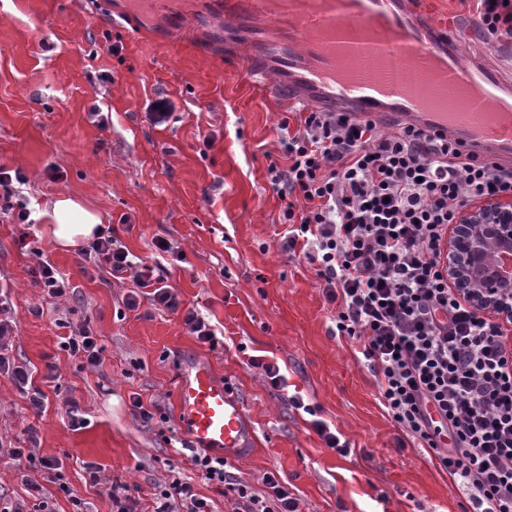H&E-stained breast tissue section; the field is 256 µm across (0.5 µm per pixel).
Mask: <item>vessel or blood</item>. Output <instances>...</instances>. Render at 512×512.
<instances>
[{"mask_svg":"<svg viewBox=\"0 0 512 512\" xmlns=\"http://www.w3.org/2000/svg\"><path fill=\"white\" fill-rule=\"evenodd\" d=\"M294 2L205 0L203 10L211 23L230 27L247 44V74L267 83L275 95L323 112H348L392 130L412 125L478 158L512 165V131L501 130L496 121L500 109L512 110V69L481 51L462 58L455 17H435L424 0H340L339 24L324 30L316 20L308 26L296 22L290 13ZM136 6L160 31L195 23L194 17L176 14L172 0H137ZM377 16L406 32L407 66L432 54L444 62L441 87L446 96L460 99L457 109L429 104L408 88L404 76L392 78L369 68L351 84L336 83L340 59L355 64L377 54L373 44L349 37L354 26ZM177 411L192 447L237 459L254 442L243 403L207 363L183 362Z\"/></svg>","mask_w":512,"mask_h":512,"instance_id":"vessel-or-blood-1","label":"vessel or blood"}]
</instances>
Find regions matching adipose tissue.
Masks as SVG:
<instances>
[{
  "instance_id": "adipose-tissue-1",
  "label": "adipose tissue",
  "mask_w": 512,
  "mask_h": 512,
  "mask_svg": "<svg viewBox=\"0 0 512 512\" xmlns=\"http://www.w3.org/2000/svg\"><path fill=\"white\" fill-rule=\"evenodd\" d=\"M46 216L48 233L57 245L64 248L91 242L103 223L99 212L67 195L57 198L47 210Z\"/></svg>"
}]
</instances>
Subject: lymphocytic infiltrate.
<instances>
[{"label": "lymphocytic infiltrate", "instance_id": "lymphocytic-infiltrate-1", "mask_svg": "<svg viewBox=\"0 0 512 512\" xmlns=\"http://www.w3.org/2000/svg\"><path fill=\"white\" fill-rule=\"evenodd\" d=\"M487 40L512 42V0H475ZM284 160L267 178L286 204L284 251L303 247L317 265L328 302L338 303L336 333L358 346L391 420L433 458L467 496L470 512H512V348L500 325L479 314L448 284V229L471 203L512 195V169L466 158L450 142L407 127L384 133L374 122L338 112H298L282 120ZM22 173L0 167V212L30 224ZM153 262L134 255L115 228L104 227L81 254L112 280L131 282L126 309L141 300L183 311L192 336L217 348L202 312L182 309L167 283L157 239ZM18 332L8 296L0 295V372L25 388L41 411L45 393L10 356ZM192 465L222 487L233 512H300L274 474L267 494L226 469L224 457L191 450ZM151 512H211L190 482L155 485Z\"/></svg>", "mask_w": 512, "mask_h": 512}]
</instances>
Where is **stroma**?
Returning <instances> with one entry per match:
<instances>
[{"mask_svg":"<svg viewBox=\"0 0 512 512\" xmlns=\"http://www.w3.org/2000/svg\"><path fill=\"white\" fill-rule=\"evenodd\" d=\"M439 17L455 15L464 47L495 51L478 29L474 0H428ZM126 18L93 0H0V166L20 170L35 224L26 245L21 227L0 214V285L18 322L17 362L34 368L48 403L33 413L24 393L0 373V448L33 447L63 463L67 483L88 512H111L108 484H92L87 465L140 488L148 512L154 484L171 470L189 478L212 512H231L216 485L178 454L157 426L135 419L131 397L154 401L178 428V378L185 357L208 362L232 384L255 431L251 452L229 470L265 492L275 473L302 512H465L467 499L422 450L395 426L377 385L337 335L336 307L320 289L313 265L280 248L283 201L266 174L281 160L278 123L292 106L270 95L244 69L226 61L223 29L201 25L155 40L132 0ZM168 100L162 125L147 117ZM106 113L99 128L90 112ZM57 178H50V171ZM70 195L101 212L130 251L152 257L157 239L183 252L169 262L168 283L185 308L217 324L223 347L190 336L180 312L149 303L127 310L128 284L85 262L78 248L57 245L42 213ZM46 260L67 275L73 297L50 300L33 288L31 271ZM42 307L34 316L32 307ZM70 325H88L106 347L100 368L82 367L60 350ZM288 370L285 390H273L250 357ZM54 365L55 382L45 380ZM299 396L315 415L294 409ZM88 420L69 425L67 398ZM349 442L327 448L311 418Z\"/></svg>","mask_w":512,"mask_h":512,"instance_id":"35a3bbf8","label":"stroma"}]
</instances>
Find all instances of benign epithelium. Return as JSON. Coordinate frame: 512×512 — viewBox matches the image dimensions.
<instances>
[{"label": "benign epithelium", "mask_w": 512, "mask_h": 512, "mask_svg": "<svg viewBox=\"0 0 512 512\" xmlns=\"http://www.w3.org/2000/svg\"><path fill=\"white\" fill-rule=\"evenodd\" d=\"M512 253V198L484 200L460 213L451 225L445 267L452 287L471 298L482 314L512 319V271L500 257Z\"/></svg>", "instance_id": "7a95c632"}]
</instances>
